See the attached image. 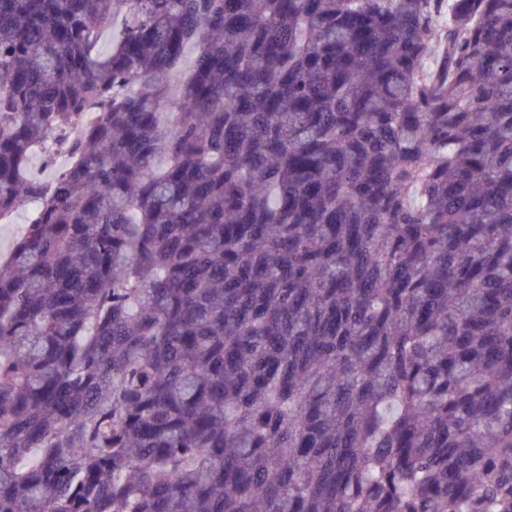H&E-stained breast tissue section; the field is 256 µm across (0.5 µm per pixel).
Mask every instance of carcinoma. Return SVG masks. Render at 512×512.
I'll return each mask as SVG.
<instances>
[{
  "label": "carcinoma",
  "instance_id": "1",
  "mask_svg": "<svg viewBox=\"0 0 512 512\" xmlns=\"http://www.w3.org/2000/svg\"><path fill=\"white\" fill-rule=\"evenodd\" d=\"M24 203L0 512H512V0H0Z\"/></svg>",
  "mask_w": 512,
  "mask_h": 512
}]
</instances>
